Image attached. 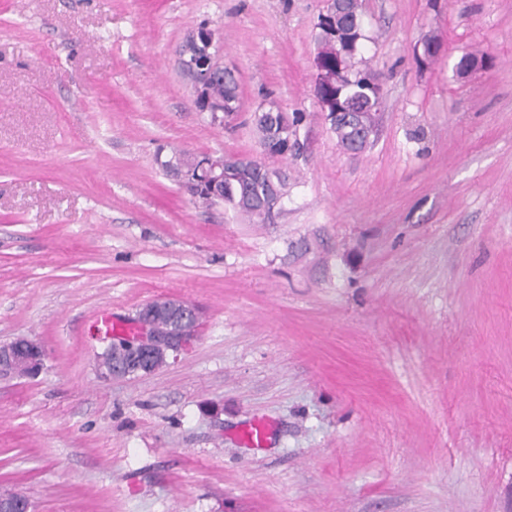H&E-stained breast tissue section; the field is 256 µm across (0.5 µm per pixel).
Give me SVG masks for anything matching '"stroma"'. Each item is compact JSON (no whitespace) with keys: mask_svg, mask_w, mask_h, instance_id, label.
<instances>
[{"mask_svg":"<svg viewBox=\"0 0 512 512\" xmlns=\"http://www.w3.org/2000/svg\"><path fill=\"white\" fill-rule=\"evenodd\" d=\"M362 3L383 104L352 154L313 92L326 0H0V341L46 351L0 379V491L33 512H512V0ZM203 22L239 80L221 125L178 64ZM267 98L303 117L267 161L288 174L271 223L158 165L260 156ZM169 297L200 312L190 345L102 375L99 314ZM207 154H195L184 150H173L170 157L158 160L168 176L178 177L182 172H195ZM19 342L23 343V344H27L30 347H34L35 349H37L40 352L41 359L44 361L46 353H45V350L42 347V345L39 344L37 341L31 340L28 338H17L10 342H4V343L0 342V361L3 360L4 358H8L11 360L14 357L15 358V366L13 367V370L10 372V374H13V375H36V374H32L27 371L30 368V365L26 359L18 357V356L15 357V355L13 353V349H14V346Z\"/></svg>","mask_w":512,"mask_h":512,"instance_id":"obj_1","label":"stroma"}]
</instances>
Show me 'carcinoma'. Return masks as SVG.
<instances>
[{"instance_id":"obj_1","label":"carcinoma","mask_w":512,"mask_h":512,"mask_svg":"<svg viewBox=\"0 0 512 512\" xmlns=\"http://www.w3.org/2000/svg\"><path fill=\"white\" fill-rule=\"evenodd\" d=\"M336 29L330 31L323 20L316 24V56L322 59L323 73L315 90L326 94L333 91L345 114L330 120L338 144L354 153L371 146L374 139L367 132L377 127L382 96L377 94L379 78L363 66L358 58L364 45L371 40L364 25L361 0H335ZM210 106L221 104L224 112H238L239 83L230 69L217 72L194 105L203 111L205 102ZM262 117L253 121L262 155L285 157L299 148L298 120L288 116L281 108L260 105ZM206 158L184 150H174L170 157L160 161L167 175L177 177L183 172L195 171ZM286 179L280 171L270 169L254 157L239 160L224 168V186L214 191L208 183L199 182L195 200L212 205L222 203L234 213L247 217L256 224L272 220L271 208L283 204L286 197Z\"/></svg>"}]
</instances>
